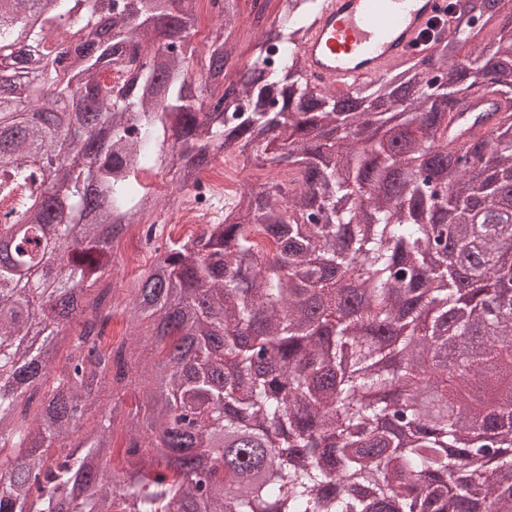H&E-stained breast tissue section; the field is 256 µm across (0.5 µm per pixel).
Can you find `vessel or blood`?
Here are the masks:
<instances>
[{
	"mask_svg": "<svg viewBox=\"0 0 512 512\" xmlns=\"http://www.w3.org/2000/svg\"><path fill=\"white\" fill-rule=\"evenodd\" d=\"M315 25L299 47L306 77L320 89L344 90L387 73L423 48L424 32L444 0H321ZM479 91L462 100L448 127L451 147L462 148L489 130L491 112L503 107Z\"/></svg>",
	"mask_w": 512,
	"mask_h": 512,
	"instance_id": "obj_1",
	"label": "vessel or blood"
}]
</instances>
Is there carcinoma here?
Listing matches in <instances>:
<instances>
[{
  "label": "carcinoma",
  "instance_id": "obj_1",
  "mask_svg": "<svg viewBox=\"0 0 512 512\" xmlns=\"http://www.w3.org/2000/svg\"><path fill=\"white\" fill-rule=\"evenodd\" d=\"M235 2L201 53L196 0H0V203L28 224L0 256V512H512V403L461 393L512 361V222L467 228L512 207V14L448 0L439 79L401 66L345 97L304 74L318 0H253L255 42L224 37ZM135 38L154 51L117 89ZM471 90L509 104L450 150ZM373 116L390 136L363 148L349 129ZM423 139L447 169L428 197ZM230 148L292 178L156 248L124 299L151 330L136 354L100 287L115 243L156 205L153 171L197 191ZM134 381L116 492L97 469Z\"/></svg>",
  "mask_w": 512,
  "mask_h": 512
}]
</instances>
